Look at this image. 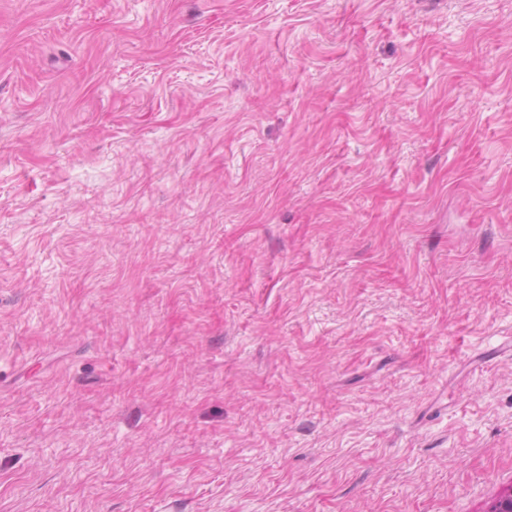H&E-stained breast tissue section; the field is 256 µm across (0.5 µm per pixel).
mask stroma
Segmentation results:
<instances>
[{
  "label": "stroma",
  "mask_w": 512,
  "mask_h": 512,
  "mask_svg": "<svg viewBox=\"0 0 512 512\" xmlns=\"http://www.w3.org/2000/svg\"><path fill=\"white\" fill-rule=\"evenodd\" d=\"M511 485L512 0H0V512Z\"/></svg>",
  "instance_id": "35a3bbf8"
}]
</instances>
